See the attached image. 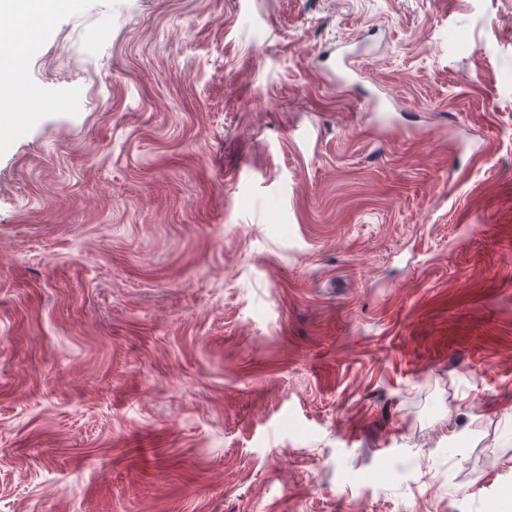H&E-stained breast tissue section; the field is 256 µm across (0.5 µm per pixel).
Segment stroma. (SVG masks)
Returning <instances> with one entry per match:
<instances>
[{
	"label": "stroma",
	"instance_id": "stroma-1",
	"mask_svg": "<svg viewBox=\"0 0 512 512\" xmlns=\"http://www.w3.org/2000/svg\"><path fill=\"white\" fill-rule=\"evenodd\" d=\"M0 128V512H512V0H70Z\"/></svg>",
	"mask_w": 512,
	"mask_h": 512
}]
</instances>
